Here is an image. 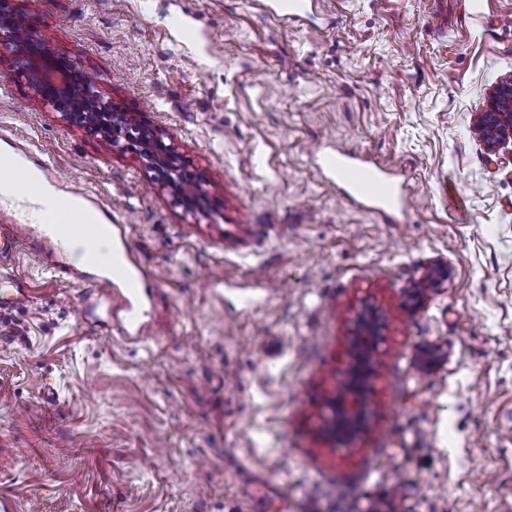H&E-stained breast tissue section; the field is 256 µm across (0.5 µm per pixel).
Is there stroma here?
<instances>
[{
	"label": "stroma",
	"mask_w": 512,
	"mask_h": 512,
	"mask_svg": "<svg viewBox=\"0 0 512 512\" xmlns=\"http://www.w3.org/2000/svg\"><path fill=\"white\" fill-rule=\"evenodd\" d=\"M482 3L485 26L471 0H313L307 23L255 0H15L208 197L186 209L0 54V128L130 217L167 309L154 340L114 342L17 253L9 512H512V140L490 153L476 126L512 76V0ZM314 142L387 166L408 210L346 201ZM366 302L385 323L369 427L337 447L326 404Z\"/></svg>",
	"instance_id": "1"
}]
</instances>
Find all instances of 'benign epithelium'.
I'll return each instance as SVG.
<instances>
[{"label": "benign epithelium", "mask_w": 512, "mask_h": 512, "mask_svg": "<svg viewBox=\"0 0 512 512\" xmlns=\"http://www.w3.org/2000/svg\"><path fill=\"white\" fill-rule=\"evenodd\" d=\"M12 2L0 0V48L9 52L21 66L30 67L41 100L57 111L71 109L85 115L89 119L85 124L88 131L102 132L115 151L138 152L149 166L163 174L164 184L175 193L178 201L188 207L200 206L202 189L192 195L183 192L184 176L177 164L175 148L165 142L167 134L144 125L132 112L116 111L112 101L91 90L80 97L73 96L72 87L78 79L67 70L65 57L36 42L29 26H17L18 13ZM478 129L492 153L512 138V78L495 86L487 110L478 117ZM380 330L375 311L364 307L350 337V378L329 404L328 434L339 447L357 441L367 430V392L373 372L370 354L374 352Z\"/></svg>", "instance_id": "7a95c632"}]
</instances>
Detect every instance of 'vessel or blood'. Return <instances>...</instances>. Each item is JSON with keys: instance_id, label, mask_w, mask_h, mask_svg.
<instances>
[{"instance_id": "1", "label": "vessel or blood", "mask_w": 512, "mask_h": 512, "mask_svg": "<svg viewBox=\"0 0 512 512\" xmlns=\"http://www.w3.org/2000/svg\"><path fill=\"white\" fill-rule=\"evenodd\" d=\"M268 13L294 21L309 12L308 0H271ZM7 149L0 154V180L15 181L20 170L37 172L41 181L59 187L61 208L55 216L34 224L29 212L36 191L20 190L0 196V310L28 302L30 295L15 274L12 261L19 248L42 260L62 283L81 288L78 306L97 334L114 335L126 344L144 340L148 316L156 315L153 295L161 288L157 276L138 261L126 224L113 218L103 202L90 198L73 180L64 177L45 155L28 150L1 131ZM320 170L332 175L352 201L369 203L382 212L401 211L405 196L378 162L343 151H319ZM109 239L112 262L96 257L101 239Z\"/></svg>"}]
</instances>
